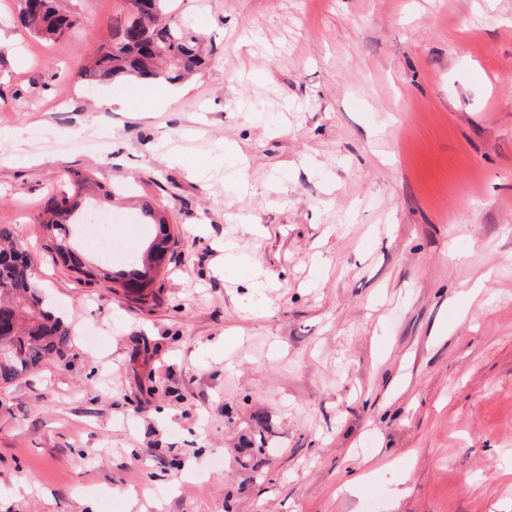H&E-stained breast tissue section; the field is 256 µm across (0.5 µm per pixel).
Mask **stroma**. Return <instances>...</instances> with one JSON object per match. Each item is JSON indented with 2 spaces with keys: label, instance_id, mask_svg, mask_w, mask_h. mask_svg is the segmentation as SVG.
Masks as SVG:
<instances>
[{
  "label": "stroma",
  "instance_id": "stroma-1",
  "mask_svg": "<svg viewBox=\"0 0 512 512\" xmlns=\"http://www.w3.org/2000/svg\"><path fill=\"white\" fill-rule=\"evenodd\" d=\"M57 3L0 0V224L73 333L0 386V512H512V0H173L163 107L78 77L121 0ZM75 171L120 247L164 211L149 304L45 250ZM22 25L30 32L44 38L59 40L76 25L77 19L66 12H60L51 0H23ZM256 429L252 432V437H250L243 448V452L246 454L243 455V461H240L242 467L247 466V462H250L252 453L269 454L272 451V448H265L266 444H268L267 439L265 438L264 432L267 428L266 420L263 417H257L255 419Z\"/></svg>",
  "mask_w": 512,
  "mask_h": 512
}]
</instances>
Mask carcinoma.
<instances>
[{
    "mask_svg": "<svg viewBox=\"0 0 512 512\" xmlns=\"http://www.w3.org/2000/svg\"><path fill=\"white\" fill-rule=\"evenodd\" d=\"M125 18L112 32L111 40L88 53V63L78 74L87 84H107L118 77L136 80H164L178 83L204 69L210 54L200 38L168 11L170 0H123ZM22 25L44 38L58 40L76 25L77 19L55 8L51 0H23ZM93 192L92 181L80 176L71 192L51 197L46 203L48 220L45 248L77 278L93 283L104 277L144 303L153 297L151 286L158 268L170 250L172 235L164 219L146 213L156 224L157 233L143 254L115 272H103L84 264L68 240L67 224L75 217L81 198ZM0 385H10L20 377L35 373L53 359L64 360L72 347V334L63 319L44 305L33 276L27 250L16 241L9 224H0ZM256 429L243 448L241 466L252 454H268L271 449L264 432L266 420L255 419Z\"/></svg>",
    "mask_w": 512,
    "mask_h": 512,
    "instance_id": "carcinoma-1",
    "label": "carcinoma"
}]
</instances>
